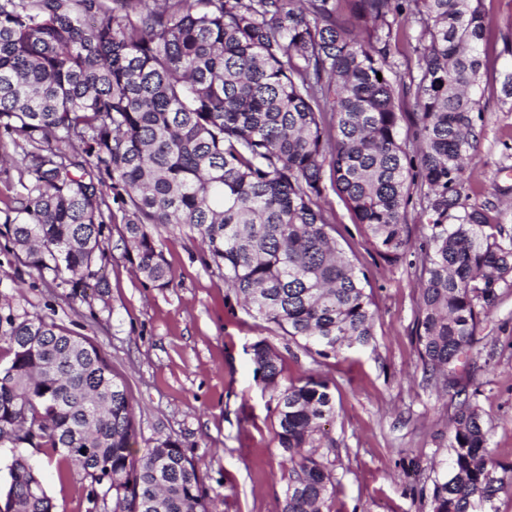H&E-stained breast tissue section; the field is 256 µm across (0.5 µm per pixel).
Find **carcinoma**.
I'll use <instances>...</instances> for the list:
<instances>
[{
	"instance_id": "1",
	"label": "carcinoma",
	"mask_w": 512,
	"mask_h": 512,
	"mask_svg": "<svg viewBox=\"0 0 512 512\" xmlns=\"http://www.w3.org/2000/svg\"><path fill=\"white\" fill-rule=\"evenodd\" d=\"M409 15L418 76L398 93L393 25ZM486 26L482 0H0V163L21 186L3 211L4 249L84 301L109 261L114 199L125 252L154 286L171 272L147 225L186 226L248 312L336 358L370 345L375 311L318 204L324 163L392 261L407 252L417 189V350L446 385L512 282V227L467 193ZM401 93L418 109L405 131ZM0 342V447L12 452L0 512H52L29 448L76 468L86 512H208L179 440L135 456L131 399L94 344L5 293ZM251 352L291 463L282 512H324L336 486L313 447L334 413L329 384L286 380L264 339ZM448 447L431 512H475L504 480L490 477L489 432L467 399Z\"/></svg>"
}]
</instances>
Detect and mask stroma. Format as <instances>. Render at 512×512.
<instances>
[{
	"instance_id": "35a3bbf8",
	"label": "stroma",
	"mask_w": 512,
	"mask_h": 512,
	"mask_svg": "<svg viewBox=\"0 0 512 512\" xmlns=\"http://www.w3.org/2000/svg\"><path fill=\"white\" fill-rule=\"evenodd\" d=\"M487 69L481 105L484 131L471 151V199L512 203V96L502 91L512 68V0H484ZM421 27L406 24L393 49L395 88L416 76L413 52ZM319 205L336 227V241L369 280L376 312L370 346L324 359L251 317L224 286L200 239L188 228L149 225L170 267L169 287L146 281L124 254L113 225L104 300L71 302L51 277L0 252V292L29 313L48 315L89 339L121 378L140 431L136 450L170 436L199 462L209 512H281L289 464L274 435L276 401L254 373L251 346L267 340L284 374L328 381L335 415L316 450L331 470L337 494L331 512H430L429 494L450 460V419L460 401L425 379L416 343L419 312L421 201L408 204L410 250L391 261L355 224L344 201L326 187ZM472 367L459 371L490 431L498 478L512 466V283L478 332ZM54 504L53 512H86L79 478L60 476L44 451L30 450Z\"/></svg>"
}]
</instances>
